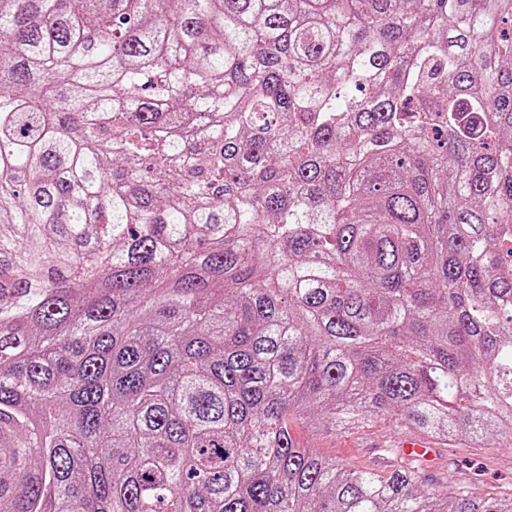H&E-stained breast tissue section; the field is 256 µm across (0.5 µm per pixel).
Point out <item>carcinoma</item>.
I'll use <instances>...</instances> for the list:
<instances>
[{
  "label": "carcinoma",
  "instance_id": "cac0c4a2",
  "mask_svg": "<svg viewBox=\"0 0 512 512\" xmlns=\"http://www.w3.org/2000/svg\"><path fill=\"white\" fill-rule=\"evenodd\" d=\"M380 416L512 445V0H0V512H512ZM387 418H379L358 431L352 433H328L315 440L320 452L343 466L370 469L376 473H386L393 464L388 448L404 435Z\"/></svg>",
  "mask_w": 512,
  "mask_h": 512
}]
</instances>
